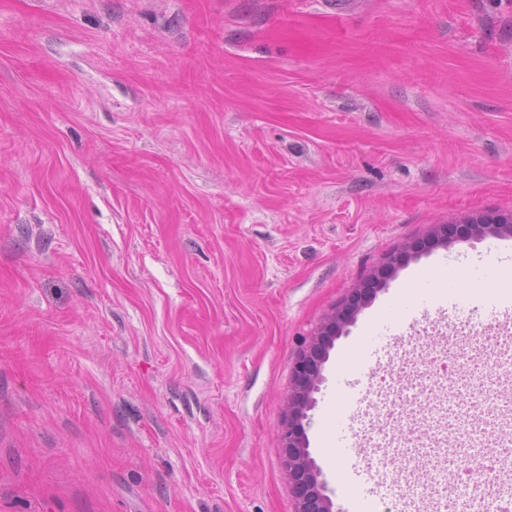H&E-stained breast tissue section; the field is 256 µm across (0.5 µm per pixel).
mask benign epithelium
Returning <instances> with one entry per match:
<instances>
[{
    "label": "benign epithelium",
    "instance_id": "obj_1",
    "mask_svg": "<svg viewBox=\"0 0 512 512\" xmlns=\"http://www.w3.org/2000/svg\"><path fill=\"white\" fill-rule=\"evenodd\" d=\"M488 236L512 237V211L476 213L452 224H437L427 237L405 243L398 251L353 289L349 298L335 309L300 352L294 368V382L288 391L286 419L280 429L284 463L293 484L295 512H335L327 482L309 450L304 421L316 405L314 394L324 382L323 366L334 342L354 323L357 314L372 300L409 259L456 242L483 240Z\"/></svg>",
    "mask_w": 512,
    "mask_h": 512
}]
</instances>
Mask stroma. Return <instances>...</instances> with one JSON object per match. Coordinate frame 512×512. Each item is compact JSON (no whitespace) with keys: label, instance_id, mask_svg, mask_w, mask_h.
Returning <instances> with one entry per match:
<instances>
[{"label":"stroma","instance_id":"stroma-1","mask_svg":"<svg viewBox=\"0 0 512 512\" xmlns=\"http://www.w3.org/2000/svg\"><path fill=\"white\" fill-rule=\"evenodd\" d=\"M512 210V0H0V512H294L278 432L301 350L404 243ZM336 339L305 427L341 512L338 428L380 436L360 354H473L491 302L395 303ZM352 362H345L347 351ZM380 512L445 501L444 471Z\"/></svg>","mask_w":512,"mask_h":512}]
</instances>
